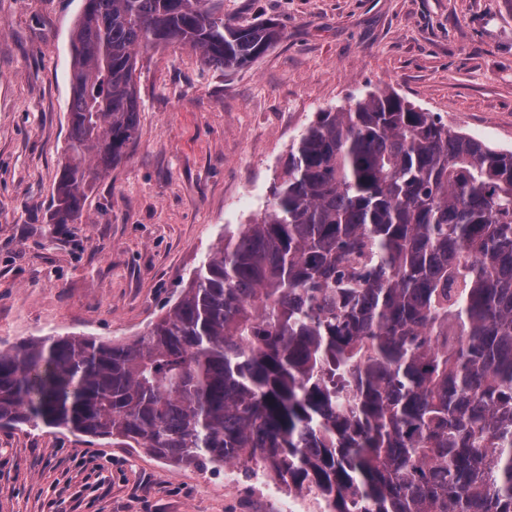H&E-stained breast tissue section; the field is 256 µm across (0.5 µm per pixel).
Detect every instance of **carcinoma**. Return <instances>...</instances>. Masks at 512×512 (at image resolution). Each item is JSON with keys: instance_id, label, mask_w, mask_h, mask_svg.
I'll return each instance as SVG.
<instances>
[{"instance_id": "1", "label": "carcinoma", "mask_w": 512, "mask_h": 512, "mask_svg": "<svg viewBox=\"0 0 512 512\" xmlns=\"http://www.w3.org/2000/svg\"><path fill=\"white\" fill-rule=\"evenodd\" d=\"M223 0H85L53 221L140 124V48L233 71L279 42ZM260 465L325 512H512V151L392 92L317 113L273 203L131 339L0 350V425Z\"/></svg>"}]
</instances>
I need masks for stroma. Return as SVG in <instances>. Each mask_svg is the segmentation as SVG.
<instances>
[{
	"instance_id": "35a3bbf8",
	"label": "stroma",
	"mask_w": 512,
	"mask_h": 512,
	"mask_svg": "<svg viewBox=\"0 0 512 512\" xmlns=\"http://www.w3.org/2000/svg\"><path fill=\"white\" fill-rule=\"evenodd\" d=\"M83 0H0V349L141 334L224 235L260 216L317 112L392 91L512 150V0H224L282 40L226 72L187 49L138 54L137 141L51 221ZM241 466L174 467L45 427L0 428V512H282Z\"/></svg>"
}]
</instances>
